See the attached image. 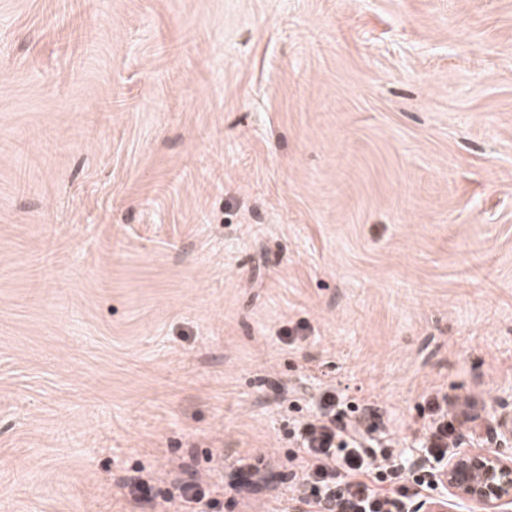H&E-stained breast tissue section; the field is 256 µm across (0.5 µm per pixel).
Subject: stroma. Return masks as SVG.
Returning <instances> with one entry per match:
<instances>
[{
  "mask_svg": "<svg viewBox=\"0 0 512 512\" xmlns=\"http://www.w3.org/2000/svg\"><path fill=\"white\" fill-rule=\"evenodd\" d=\"M326 389L500 444L512 0H0V512H282Z\"/></svg>",
  "mask_w": 512,
  "mask_h": 512,
  "instance_id": "stroma-1",
  "label": "stroma"
}]
</instances>
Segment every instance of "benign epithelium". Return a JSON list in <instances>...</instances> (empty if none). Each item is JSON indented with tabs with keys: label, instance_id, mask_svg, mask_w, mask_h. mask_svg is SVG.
<instances>
[{
	"label": "benign epithelium",
	"instance_id": "1",
	"mask_svg": "<svg viewBox=\"0 0 512 512\" xmlns=\"http://www.w3.org/2000/svg\"><path fill=\"white\" fill-rule=\"evenodd\" d=\"M436 493L399 504V512H512V454L455 448L435 470Z\"/></svg>",
	"mask_w": 512,
	"mask_h": 512
}]
</instances>
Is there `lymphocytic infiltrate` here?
I'll return each mask as SVG.
<instances>
[{
  "label": "lymphocytic infiltrate",
  "instance_id": "lymphocytic-infiltrate-1",
  "mask_svg": "<svg viewBox=\"0 0 512 512\" xmlns=\"http://www.w3.org/2000/svg\"><path fill=\"white\" fill-rule=\"evenodd\" d=\"M336 393L324 392L311 420L298 430L304 480L310 488L302 503L306 512H392L395 497L376 491L375 482L394 480L387 464L376 463L365 448L360 427L336 425Z\"/></svg>",
  "mask_w": 512,
  "mask_h": 512
}]
</instances>
